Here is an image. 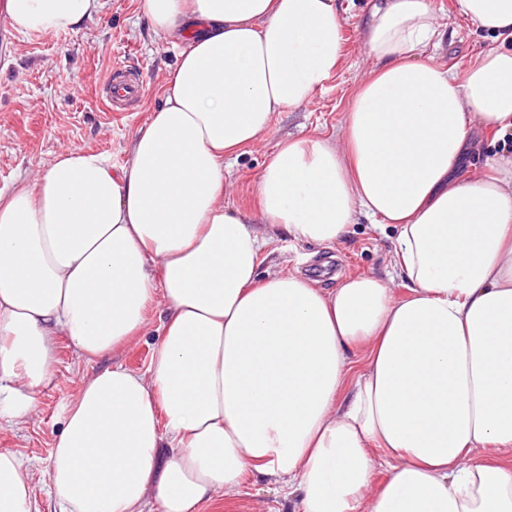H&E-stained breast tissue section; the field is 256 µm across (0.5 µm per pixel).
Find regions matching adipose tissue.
Listing matches in <instances>:
<instances>
[{
  "label": "adipose tissue",
  "instance_id": "adipose-tissue-1",
  "mask_svg": "<svg viewBox=\"0 0 512 512\" xmlns=\"http://www.w3.org/2000/svg\"><path fill=\"white\" fill-rule=\"evenodd\" d=\"M372 67L340 140L282 141L224 205V162L343 60L339 0H139L181 48L119 168L68 148L0 192V398L27 416L56 336L83 357L166 310L145 371L85 380L49 459L59 512H192L247 475L291 512H512V154L457 176L469 124L512 131V0H456L492 36L466 76L436 61L431 0H367ZM102 0H7L19 32L76 33ZM396 231L392 280L261 273L272 233L331 245L356 216ZM365 348L361 370L350 353ZM383 482H375L377 468ZM0 452V512H32Z\"/></svg>",
  "mask_w": 512,
  "mask_h": 512
}]
</instances>
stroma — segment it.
Returning <instances> with one entry per match:
<instances>
[{"label": "stroma", "mask_w": 512, "mask_h": 512, "mask_svg": "<svg viewBox=\"0 0 512 512\" xmlns=\"http://www.w3.org/2000/svg\"><path fill=\"white\" fill-rule=\"evenodd\" d=\"M448 17V37L437 56L458 73H465L491 40L470 20L460 16L456 0H433ZM101 13L77 33H21L0 20V189L35 180L53 156L65 148H81L106 157L113 167L127 160L132 137L164 101L170 68L179 43L158 40L138 11V0H103ZM366 0H342L347 7L343 31L344 59L304 107L276 113L267 134L225 161V203L250 212L256 208L254 182L268 152L282 140L341 133L345 113L359 81L371 63L359 34ZM137 71L145 85L140 103L116 114L104 101L100 87L113 67ZM392 230L375 228L358 218L346 238L319 246L278 233L268 247L264 266L300 271L321 287L366 273L388 276L392 271ZM154 335L135 339L113 355L78 356L66 337L56 339L51 382L37 393L35 410L22 418L0 415V451H12L32 462L36 487L34 512H56L48 493L47 470L54 440L62 430L64 410L84 377L118 362L145 371ZM193 512H290L276 485L246 478L231 496L214 493Z\"/></svg>", "instance_id": "35a3bbf8"}]
</instances>
